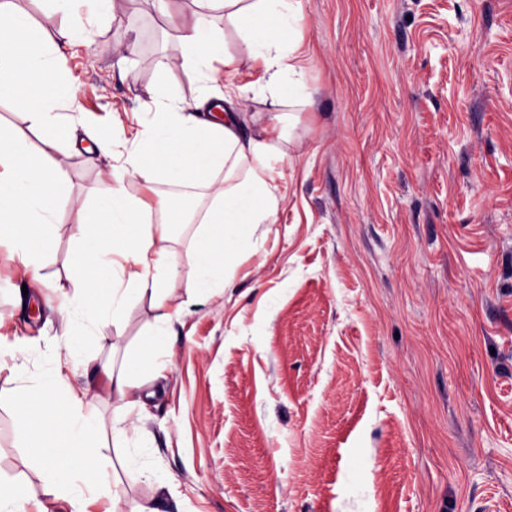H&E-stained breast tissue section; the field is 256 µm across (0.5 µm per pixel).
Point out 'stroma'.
<instances>
[{
	"instance_id": "35a3bbf8",
	"label": "stroma",
	"mask_w": 512,
	"mask_h": 512,
	"mask_svg": "<svg viewBox=\"0 0 512 512\" xmlns=\"http://www.w3.org/2000/svg\"><path fill=\"white\" fill-rule=\"evenodd\" d=\"M60 44L79 151L47 280L76 248L72 203L107 195L90 161L160 86L198 88L174 26L200 0H112L92 42L45 0H15ZM306 104L242 61L238 110L278 113L287 203L231 288L177 325L153 404L125 426L164 441L185 512H512V0H303ZM0 247V389L60 356L57 314L19 307ZM27 288V287H24ZM38 296L36 287L27 288ZM0 400V487L34 501L38 469Z\"/></svg>"
}]
</instances>
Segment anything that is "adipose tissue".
<instances>
[{
	"instance_id": "adipose-tissue-1",
	"label": "adipose tissue",
	"mask_w": 512,
	"mask_h": 512,
	"mask_svg": "<svg viewBox=\"0 0 512 512\" xmlns=\"http://www.w3.org/2000/svg\"><path fill=\"white\" fill-rule=\"evenodd\" d=\"M51 14L70 20L83 35L112 8V0H47ZM224 21L240 35L247 56L270 87L287 84L288 97L301 100L306 88L295 61L303 54L302 0H216ZM186 62L202 92L186 100L160 90L154 109L144 113L123 145L124 165L112 170V193L77 210V249L73 267L57 286L55 311L60 318L66 356L45 362L34 391L15 389L8 397L18 406L22 426L18 440L34 447L43 492L57 512H80L91 496L112 501V512H176L170 483H157L142 501L125 503L112 489L115 466L93 454L100 433L84 409L89 399L112 402V445L122 449L120 464L145 477L156 475L159 445L146 430L127 433L123 421L146 377H158L167 361L166 343L176 322L223 290L239 260L256 252V229L274 224L286 200L278 163L286 157L279 124L252 130L241 125L238 102L246 89L231 81L239 60L226 53L220 28L206 16L180 27ZM65 56L52 39L18 12L12 0H0V91L35 86L34 96L20 99L29 128L44 147L32 153L25 132L0 125V246L21 264L24 274L42 284L41 271L54 236L68 173L54 154L77 147L74 134L63 132L58 89L69 103L77 91L63 77ZM156 188L167 185L192 194L211 189V203L198 211L192 273L183 276L173 259L176 226L170 196L159 193L143 205L127 192L130 181ZM159 223H150L152 213ZM107 278L110 289L100 290ZM184 287L186 299L171 306L172 292ZM149 312L146 338L122 364L95 353L94 326L125 332L128 307ZM82 386H74V379Z\"/></svg>"
}]
</instances>
